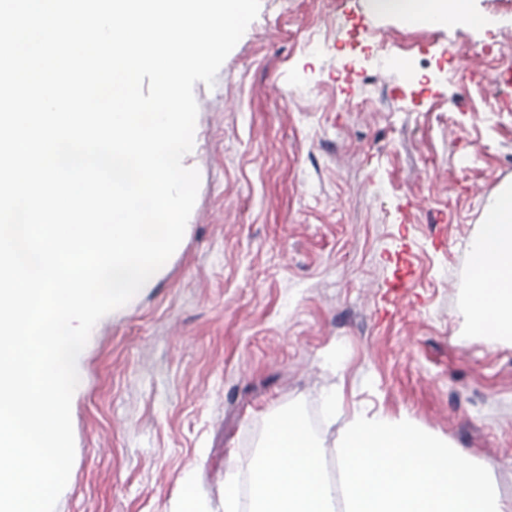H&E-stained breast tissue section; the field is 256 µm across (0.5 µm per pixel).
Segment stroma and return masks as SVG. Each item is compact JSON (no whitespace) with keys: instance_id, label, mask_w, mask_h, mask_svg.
<instances>
[{"instance_id":"obj_1","label":"stroma","mask_w":512,"mask_h":512,"mask_svg":"<svg viewBox=\"0 0 512 512\" xmlns=\"http://www.w3.org/2000/svg\"><path fill=\"white\" fill-rule=\"evenodd\" d=\"M472 5L485 27L260 0L214 85L194 86L179 248L82 351L55 512H183L188 487L197 512H224L225 475L297 400L328 464L354 413L403 415L512 500V342L464 316L467 250L512 186V112L487 96L512 69V0Z\"/></svg>"}]
</instances>
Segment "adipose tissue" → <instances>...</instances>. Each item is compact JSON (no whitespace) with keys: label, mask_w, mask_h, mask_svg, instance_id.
<instances>
[{"label":"adipose tissue","mask_w":512,"mask_h":512,"mask_svg":"<svg viewBox=\"0 0 512 512\" xmlns=\"http://www.w3.org/2000/svg\"><path fill=\"white\" fill-rule=\"evenodd\" d=\"M370 5L373 12L398 16L414 27L485 24L471 0H370ZM485 213L468 251L465 316L474 331L497 342L512 339V189L495 196Z\"/></svg>","instance_id":"ef3b65f1"}]
</instances>
